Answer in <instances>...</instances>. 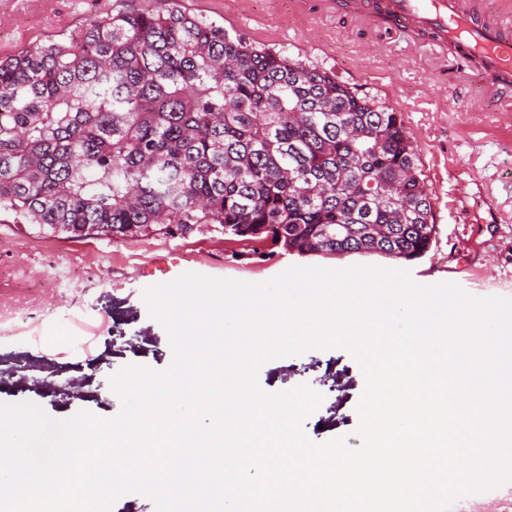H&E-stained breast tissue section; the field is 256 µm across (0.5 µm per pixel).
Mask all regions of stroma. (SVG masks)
<instances>
[{
	"label": "stroma",
	"instance_id": "35a3bbf8",
	"mask_svg": "<svg viewBox=\"0 0 512 512\" xmlns=\"http://www.w3.org/2000/svg\"><path fill=\"white\" fill-rule=\"evenodd\" d=\"M120 0H0V59L69 35ZM247 42L333 71L382 105L401 112L432 193L438 234L411 263L421 285L460 268L468 294L512 297V90L461 67L416 29L339 14L328 0H181ZM176 251L183 271L262 283L294 265L398 267L380 256L291 255L262 243L230 241L199 228L130 240L70 239L0 223V402H36L48 415L86 411L111 419L121 400L110 379L132 364L161 371L173 356L166 330L144 300L143 279ZM268 393L306 384L323 401L303 423L317 443L359 446L357 404L363 373L342 348H313L265 362Z\"/></svg>",
	"mask_w": 512,
	"mask_h": 512
}]
</instances>
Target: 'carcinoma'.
Masks as SVG:
<instances>
[{
    "label": "carcinoma",
    "mask_w": 512,
    "mask_h": 512,
    "mask_svg": "<svg viewBox=\"0 0 512 512\" xmlns=\"http://www.w3.org/2000/svg\"><path fill=\"white\" fill-rule=\"evenodd\" d=\"M80 238L220 224L290 254L425 257L438 227L402 114L179 0L0 60V214ZM392 240L373 251L368 226Z\"/></svg>",
    "instance_id": "carcinoma-1"
}]
</instances>
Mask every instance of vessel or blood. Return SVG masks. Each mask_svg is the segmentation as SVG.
<instances>
[{
    "instance_id": "b4317fda",
    "label": "vessel or blood",
    "mask_w": 512,
    "mask_h": 512,
    "mask_svg": "<svg viewBox=\"0 0 512 512\" xmlns=\"http://www.w3.org/2000/svg\"><path fill=\"white\" fill-rule=\"evenodd\" d=\"M337 12L373 13L387 26L410 25L436 36L461 59L478 61L501 88L512 87V29L492 20L484 8L464 0H332Z\"/></svg>"
}]
</instances>
